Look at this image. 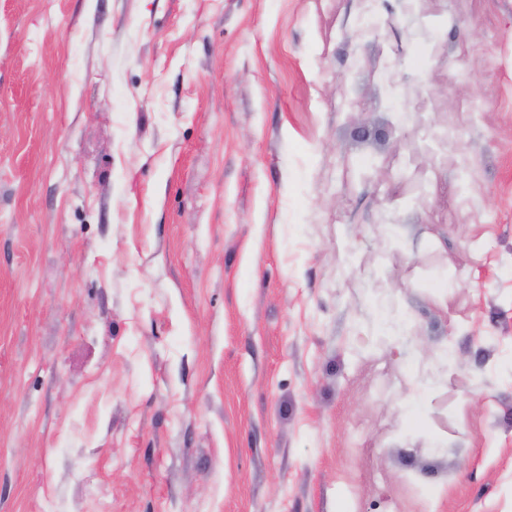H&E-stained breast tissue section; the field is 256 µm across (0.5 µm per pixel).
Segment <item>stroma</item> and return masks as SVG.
Instances as JSON below:
<instances>
[{"mask_svg":"<svg viewBox=\"0 0 512 512\" xmlns=\"http://www.w3.org/2000/svg\"><path fill=\"white\" fill-rule=\"evenodd\" d=\"M0 512H512V0H0Z\"/></svg>","mask_w":512,"mask_h":512,"instance_id":"obj_1","label":"stroma"}]
</instances>
